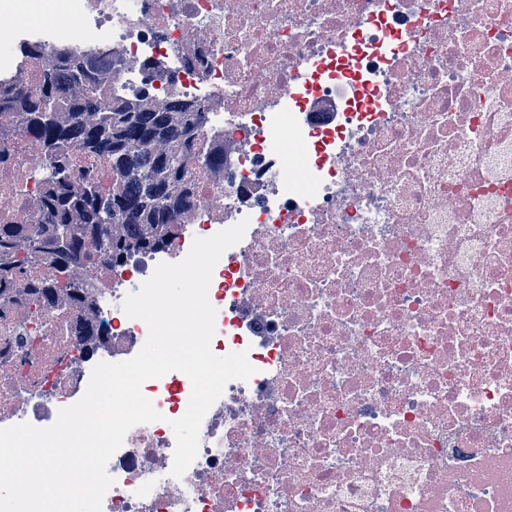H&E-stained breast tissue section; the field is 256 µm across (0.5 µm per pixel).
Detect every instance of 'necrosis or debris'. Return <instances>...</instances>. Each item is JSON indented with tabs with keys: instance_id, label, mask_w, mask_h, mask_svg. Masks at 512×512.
Returning <instances> with one entry per match:
<instances>
[{
	"instance_id": "1",
	"label": "necrosis or debris",
	"mask_w": 512,
	"mask_h": 512,
	"mask_svg": "<svg viewBox=\"0 0 512 512\" xmlns=\"http://www.w3.org/2000/svg\"><path fill=\"white\" fill-rule=\"evenodd\" d=\"M12 2L0 224L48 221L23 118L53 58L100 60L108 106L198 104L203 157L175 223L79 262L80 294L50 243L25 269L0 255V427L50 426L94 365L136 355L125 297L245 219L209 286L211 348L256 372L179 480L191 381H145L164 419L127 433L103 512H512V0H49L31 28Z\"/></svg>"
}]
</instances>
